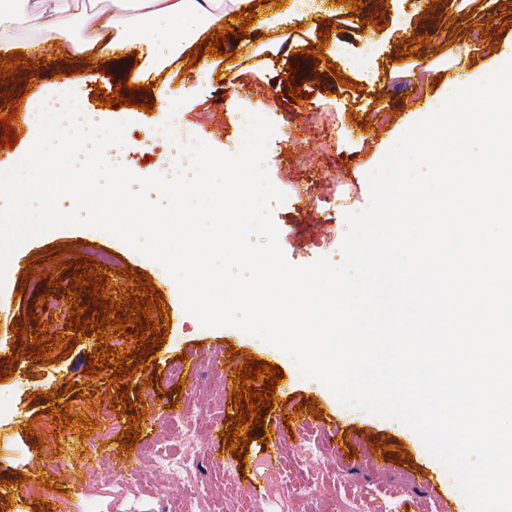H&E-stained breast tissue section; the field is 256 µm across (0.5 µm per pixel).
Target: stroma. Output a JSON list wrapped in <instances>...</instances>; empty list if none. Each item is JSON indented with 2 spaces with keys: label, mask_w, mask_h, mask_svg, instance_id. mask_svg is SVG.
Here are the masks:
<instances>
[{
  "label": "stroma",
  "mask_w": 512,
  "mask_h": 512,
  "mask_svg": "<svg viewBox=\"0 0 512 512\" xmlns=\"http://www.w3.org/2000/svg\"><path fill=\"white\" fill-rule=\"evenodd\" d=\"M320 28L329 31L331 42L343 44L344 54L316 57L321 39L305 33L290 42L288 53L277 61L262 60L253 52L264 48L267 39L253 27L247 40L250 52L238 53L233 44H226L225 56L212 60L213 79L193 86L185 95V123L201 142L228 155L237 154L243 141L239 113L258 110L275 125L293 114L287 137L268 141L265 168L272 184L285 195L283 202L271 207L280 247L287 260L298 266L321 257L342 261L346 217L363 210L369 200L367 173L419 120L426 104L440 105L447 98L451 73L443 63L449 44L468 50L467 64L479 78L495 70L498 56L512 54V0H363L362 7L336 17L334 23H321ZM407 39H422L426 45L407 53L403 50ZM403 54L420 64L423 78L415 84H408L409 72L398 63ZM43 60L37 71L22 69L7 83H0V106L12 101L17 108H25L29 104L25 91L50 89L73 92L86 111L96 112L100 109L97 90L119 91L121 97L133 100L132 106L118 110L128 123L122 146L128 166L157 174L170 171L173 159L168 144L147 133L163 121L164 112L149 114L139 109L140 104L158 101L157 90L122 85L126 73L135 67L134 56L115 60L98 54L89 60L81 54L70 63L47 52ZM73 72L78 81L72 85L66 77ZM289 78L305 94V101L293 102L288 95L285 81ZM324 109L334 113L336 120V131L326 145L309 121ZM335 160L345 162L344 179L354 195L337 199L335 208L325 211L320 201L331 187L330 164ZM308 184L313 187L309 193L304 190ZM66 246L71 249L67 255L62 252ZM104 253L115 258L110 298H121L133 289L125 270L152 276L153 289L160 292L168 311L163 322L168 335L157 347L156 359L128 379L143 414L135 449H123L118 436L102 434L99 463L91 474L70 466L69 461L83 457L84 438L93 435V428L83 421L49 438L43 434L42 421L52 415L49 398L71 403L73 413L85 420L102 403L113 402L118 393L114 370L99 377L86 375L89 356L99 341L94 330H79L71 321L78 305L84 308V318H91L88 293H81L75 302L67 298V289L74 284L72 267L86 265L88 258ZM59 263L64 271H56ZM31 264L37 265L38 273L34 286L26 287L22 277ZM47 276L55 283L46 288L42 281ZM47 295L58 303L50 312L43 309ZM37 335L46 336L53 348L73 341L74 349L61 359H33L30 353ZM233 346L240 349L239 357H229L227 350ZM200 348L218 353L224 372L232 364H243L242 354L247 351L285 373L265 427L282 423L284 431L299 440L304 439L308 425L332 434L340 454L308 462L307 468L313 474L340 476L339 495L360 494L375 507L396 493L406 502L405 512H448L452 505L459 512H469L451 476L413 431L399 421L341 404L319 381L302 378L286 353L262 339L230 326L202 325L185 311L179 290L162 265L111 234L89 227L59 228L27 241L12 256L9 276L0 287V373L8 367L13 370L9 379L0 382V410L8 414L0 421V512H38L41 505L61 499L68 500L70 512H163L167 502L176 499L182 512H202V503L183 497L166 474L155 473L146 487L126 486L115 479L116 471L126 467H147L143 448L164 433L168 419L177 416L174 404L179 387L193 385L188 378L175 384L168 368L184 353ZM153 377L162 391L160 400L140 401V387ZM208 400V387H201L196 410L207 422L201 432L205 456L199 477L219 493L227 487L249 490L247 498H227L223 512H264L267 490L255 469L264 458L265 427L252 430L248 457L238 459L227 452L220 437L225 420L235 415L232 395L224 397L225 419L220 423L209 419ZM299 403L304 406L300 413L295 410ZM383 445L390 448L388 462L372 465ZM41 469L50 471L51 489L34 479V472Z\"/></svg>",
  "instance_id": "obj_1"
}]
</instances>
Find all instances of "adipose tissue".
<instances>
[{
	"label": "adipose tissue",
	"mask_w": 512,
	"mask_h": 512,
	"mask_svg": "<svg viewBox=\"0 0 512 512\" xmlns=\"http://www.w3.org/2000/svg\"><path fill=\"white\" fill-rule=\"evenodd\" d=\"M256 0H106L102 7L81 0H0V50L56 44L77 53L106 54L132 48L141 63L132 81L152 83L164 71H177L181 56L202 33L223 27L227 18L255 8L256 27L279 34L287 26L317 25L339 12L335 0L317 8L297 9V0L259 8ZM87 32L76 39L75 29Z\"/></svg>",
	"instance_id": "obj_1"
}]
</instances>
